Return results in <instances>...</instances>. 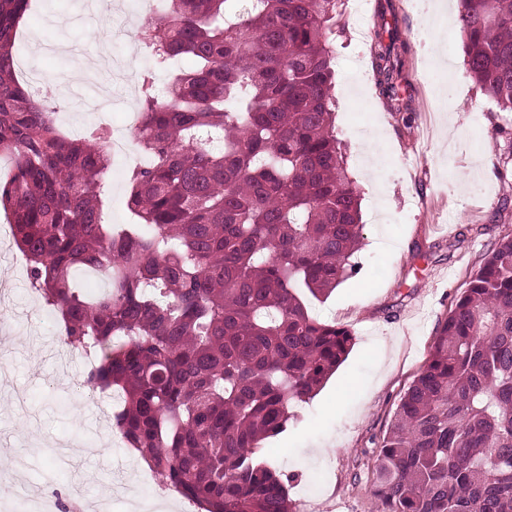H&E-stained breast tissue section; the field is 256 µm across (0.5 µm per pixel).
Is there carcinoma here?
I'll use <instances>...</instances> for the list:
<instances>
[{
	"instance_id": "1",
	"label": "carcinoma",
	"mask_w": 512,
	"mask_h": 512,
	"mask_svg": "<svg viewBox=\"0 0 512 512\" xmlns=\"http://www.w3.org/2000/svg\"><path fill=\"white\" fill-rule=\"evenodd\" d=\"M342 0H160L139 32L133 224H107L108 130L72 138L15 69L30 0H0V181L27 273L117 389L112 421L164 487L203 512H294L256 456L348 354L353 336L304 301L355 273L361 194L334 132ZM379 6L373 66L402 112L407 48ZM465 62L512 112V0H463ZM188 56L193 66L161 86ZM105 277L88 297L77 273ZM381 512H512V237L455 300L381 442Z\"/></svg>"
}]
</instances>
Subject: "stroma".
<instances>
[{
  "label": "stroma",
  "instance_id": "obj_1",
  "mask_svg": "<svg viewBox=\"0 0 512 512\" xmlns=\"http://www.w3.org/2000/svg\"><path fill=\"white\" fill-rule=\"evenodd\" d=\"M407 47L401 88L409 109L389 111L371 64L378 0H347L346 37L335 47L337 138L350 149V172L362 192L363 230L353 276L310 315L351 330L353 345L335 373L299 404L285 432L261 448L262 459L297 474L288 495L297 512H380L374 494L379 445L397 405L428 360L437 332L498 240L512 237V112L500 111L464 65L453 12L429 23L422 0H393ZM144 20L137 0H37L17 48V72L63 80L55 100L62 130L103 122L122 129L137 107L136 75L149 60L133 38H95L107 17ZM440 42L434 60L428 41ZM129 162L113 157L106 180L107 218L128 224ZM11 234L0 235V308L10 323L0 343V452L25 458L24 476L0 470V512H24L44 489L81 490L87 508L108 512H195L113 428L116 400L80 391L88 360L66 345L58 320L30 293L26 261Z\"/></svg>",
  "mask_w": 512,
  "mask_h": 512
}]
</instances>
